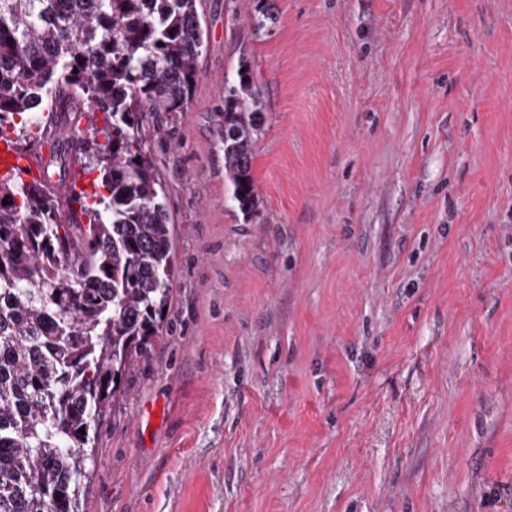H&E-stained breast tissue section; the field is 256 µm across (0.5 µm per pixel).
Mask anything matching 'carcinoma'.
I'll use <instances>...</instances> for the list:
<instances>
[{
  "label": "carcinoma",
  "mask_w": 512,
  "mask_h": 512,
  "mask_svg": "<svg viewBox=\"0 0 512 512\" xmlns=\"http://www.w3.org/2000/svg\"><path fill=\"white\" fill-rule=\"evenodd\" d=\"M197 0H0V132L53 100L102 114L83 154L103 195L61 215L43 183L0 180V512H78L97 429L174 281L146 115L182 112L204 44ZM250 67L224 86L229 201L258 214ZM8 204H3V200ZM88 229H83V218ZM85 433H79V429Z\"/></svg>",
  "instance_id": "cac0c4a2"
}]
</instances>
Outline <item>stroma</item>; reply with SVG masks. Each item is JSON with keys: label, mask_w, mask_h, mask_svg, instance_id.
Wrapping results in <instances>:
<instances>
[{"label": "stroma", "mask_w": 512, "mask_h": 512, "mask_svg": "<svg viewBox=\"0 0 512 512\" xmlns=\"http://www.w3.org/2000/svg\"><path fill=\"white\" fill-rule=\"evenodd\" d=\"M197 9L186 108L141 131L175 280L80 512H512V0ZM245 62L251 220L224 169ZM91 128L40 125L61 211Z\"/></svg>", "instance_id": "1"}]
</instances>
